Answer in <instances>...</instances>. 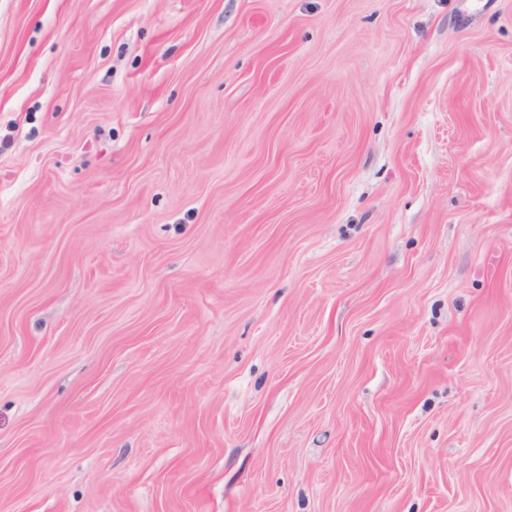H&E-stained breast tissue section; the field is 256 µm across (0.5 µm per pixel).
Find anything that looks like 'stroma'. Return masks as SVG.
Listing matches in <instances>:
<instances>
[{"label": "stroma", "instance_id": "1", "mask_svg": "<svg viewBox=\"0 0 512 512\" xmlns=\"http://www.w3.org/2000/svg\"><path fill=\"white\" fill-rule=\"evenodd\" d=\"M0 512H512V0H0Z\"/></svg>", "mask_w": 512, "mask_h": 512}]
</instances>
